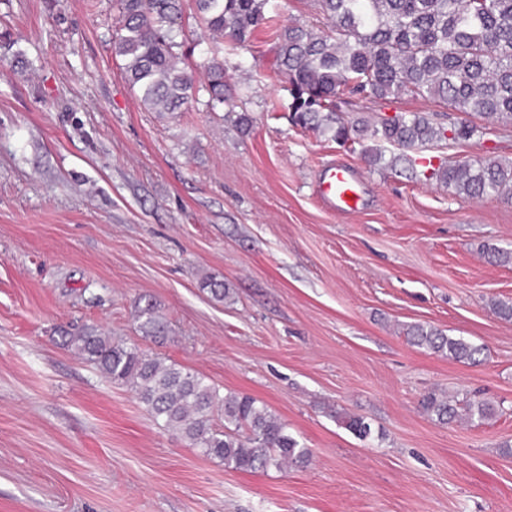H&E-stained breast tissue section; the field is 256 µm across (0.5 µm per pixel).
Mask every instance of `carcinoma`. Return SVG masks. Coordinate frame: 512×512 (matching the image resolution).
I'll use <instances>...</instances> for the list:
<instances>
[{
    "instance_id": "cac0c4a2",
    "label": "carcinoma",
    "mask_w": 512,
    "mask_h": 512,
    "mask_svg": "<svg viewBox=\"0 0 512 512\" xmlns=\"http://www.w3.org/2000/svg\"><path fill=\"white\" fill-rule=\"evenodd\" d=\"M206 29L225 37L235 50L250 48L254 31L270 19L272 0H195ZM324 27L289 23L277 31V69L292 85V120L328 139L361 146L373 162L384 159L378 144L412 148L452 140L469 141L477 127L464 120L446 127L425 114L400 112L377 124L348 126L338 115L345 96L383 99L411 96L436 100L492 124L512 126V0H315ZM116 49L123 73L150 109L178 110L192 95L196 77L179 66L173 32L180 0H116ZM211 99L224 102V63H204ZM371 139L376 145L363 144ZM411 177L455 188L473 199L512 198V161L459 159L428 165ZM491 261L512 265V249L486 247ZM222 301L224 282L201 283ZM138 330L163 340L169 328L156 304L139 308ZM414 346L458 362L476 364L485 346L450 336L431 325H409ZM63 345L93 363L110 381L133 391L152 418L206 458L236 471L304 467L310 449L288 432L268 407L246 394L220 393L205 377L168 364L156 354L128 346L93 325L61 331ZM421 407L440 424H483L497 407L485 399L430 393ZM336 422L355 438L373 437L369 421L334 412Z\"/></svg>"
}]
</instances>
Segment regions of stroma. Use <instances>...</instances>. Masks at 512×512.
<instances>
[{"label": "stroma", "instance_id": "35a3bbf8", "mask_svg": "<svg viewBox=\"0 0 512 512\" xmlns=\"http://www.w3.org/2000/svg\"><path fill=\"white\" fill-rule=\"evenodd\" d=\"M114 0H0V512H512V202L470 199L403 167L372 164L291 121L275 35L239 66L183 0L173 51L217 58L230 101L205 79L180 110L147 109L114 47ZM347 123L461 113L409 96L340 103ZM248 113L249 131L235 115ZM467 142L410 151L417 163L512 159V131L471 116ZM359 204L328 207L329 167ZM214 276L230 295L214 300ZM156 303L171 332L144 339ZM429 324L485 345L477 364L412 346ZM95 325L159 352L224 392L265 404L312 452L306 468L247 473L160 427L126 387L60 344ZM431 391L476 394L502 413L441 425ZM366 416L357 440L329 415ZM358 182L355 176L341 167H334L319 183L322 199L336 211H352L357 206Z\"/></svg>", "mask_w": 512, "mask_h": 512}]
</instances>
